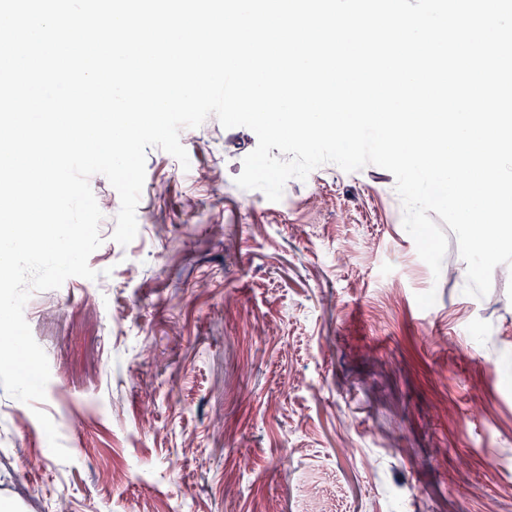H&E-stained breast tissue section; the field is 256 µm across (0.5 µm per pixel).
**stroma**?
<instances>
[{
	"label": "stroma",
	"instance_id": "stroma-1",
	"mask_svg": "<svg viewBox=\"0 0 512 512\" xmlns=\"http://www.w3.org/2000/svg\"><path fill=\"white\" fill-rule=\"evenodd\" d=\"M190 166L147 151L126 246L30 301L39 407L0 389L10 512H512V269L465 295L403 227L393 175L328 163L287 203L236 183L257 145L208 117Z\"/></svg>",
	"mask_w": 512,
	"mask_h": 512
}]
</instances>
